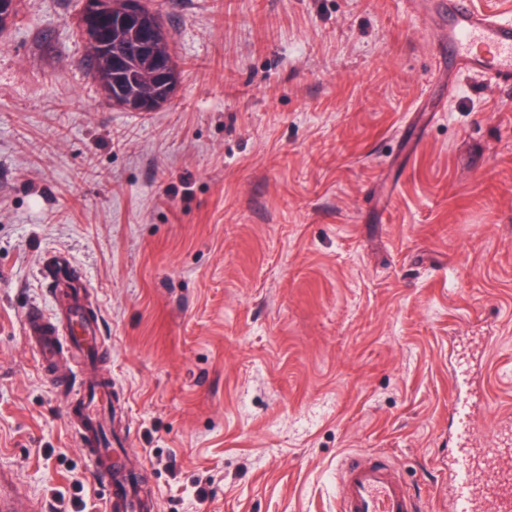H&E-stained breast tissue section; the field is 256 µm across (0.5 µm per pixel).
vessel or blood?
Here are the masks:
<instances>
[{"mask_svg":"<svg viewBox=\"0 0 512 512\" xmlns=\"http://www.w3.org/2000/svg\"><path fill=\"white\" fill-rule=\"evenodd\" d=\"M441 11L453 69L511 84L512 22L475 11L467 0H441ZM42 277L62 292L65 303L52 313L28 308L23 316L24 340L37 351L41 369L50 376L55 391L68 398L66 427L112 489L105 512H145L147 503L140 489L126 485L121 463L102 432L112 381L99 374L108 345L98 317L87 310L89 286L63 255L47 262ZM64 357L76 361L77 369L58 373ZM451 475V512H512V423H503L480 453L458 454ZM11 482V474L0 470V512H39L38 505H23L18 496L8 494ZM338 483L337 512H420L408 486L383 462L365 455L349 454L341 460Z\"/></svg>","mask_w":512,"mask_h":512,"instance_id":"vessel-or-blood-1","label":"vessel or blood"}]
</instances>
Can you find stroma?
Here are the masks:
<instances>
[{
	"instance_id": "obj_1",
	"label": "stroma",
	"mask_w": 512,
	"mask_h": 512,
	"mask_svg": "<svg viewBox=\"0 0 512 512\" xmlns=\"http://www.w3.org/2000/svg\"><path fill=\"white\" fill-rule=\"evenodd\" d=\"M146 5L181 71L151 112L103 100L81 0L0 29V469L42 512L109 495L22 334L64 253L154 512H336L350 453L445 512L449 436L512 413V84L441 66L436 0Z\"/></svg>"
}]
</instances>
